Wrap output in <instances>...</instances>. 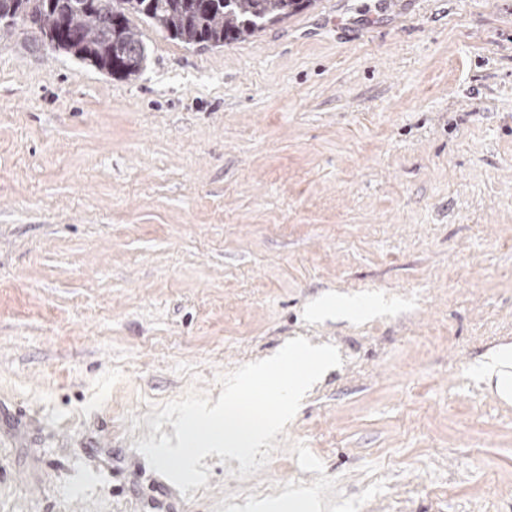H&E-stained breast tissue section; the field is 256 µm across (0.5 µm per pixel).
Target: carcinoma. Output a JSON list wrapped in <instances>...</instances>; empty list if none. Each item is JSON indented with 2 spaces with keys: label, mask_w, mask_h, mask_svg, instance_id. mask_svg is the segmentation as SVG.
Returning a JSON list of instances; mask_svg holds the SVG:
<instances>
[{
  "label": "carcinoma",
  "mask_w": 512,
  "mask_h": 512,
  "mask_svg": "<svg viewBox=\"0 0 512 512\" xmlns=\"http://www.w3.org/2000/svg\"><path fill=\"white\" fill-rule=\"evenodd\" d=\"M0 0V25L38 27L52 48L123 77L139 73L145 46L135 20L149 22L183 44L222 46L246 40L313 5L315 0ZM67 18L69 42L57 15Z\"/></svg>",
  "instance_id": "carcinoma-1"
}]
</instances>
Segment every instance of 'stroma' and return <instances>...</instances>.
Segmentation results:
<instances>
[{
  "label": "stroma",
  "mask_w": 512,
  "mask_h": 512,
  "mask_svg": "<svg viewBox=\"0 0 512 512\" xmlns=\"http://www.w3.org/2000/svg\"><path fill=\"white\" fill-rule=\"evenodd\" d=\"M122 78L0 32V512H512V0H316ZM381 311L311 318L325 297ZM343 360L268 464L180 491L158 406L288 340ZM512 348L504 347L490 354L476 367V373L488 383L495 381L499 395L510 400L512 396ZM315 505L309 500L297 497H283L273 500H257L250 504L251 512H312Z\"/></svg>",
  "instance_id": "1"
}]
</instances>
